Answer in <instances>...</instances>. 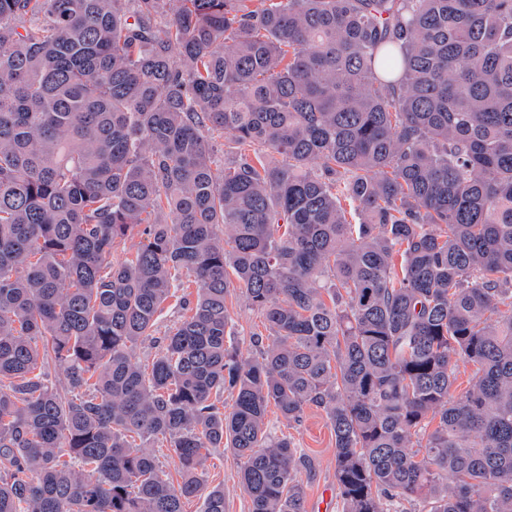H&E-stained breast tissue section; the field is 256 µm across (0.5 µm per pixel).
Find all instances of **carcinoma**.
Masks as SVG:
<instances>
[{
    "label": "carcinoma",
    "mask_w": 512,
    "mask_h": 512,
    "mask_svg": "<svg viewBox=\"0 0 512 512\" xmlns=\"http://www.w3.org/2000/svg\"><path fill=\"white\" fill-rule=\"evenodd\" d=\"M271 404L342 512H512V0H0V512H305ZM228 310L231 317V342L239 347L245 355L255 353V348L251 345L252 335L254 338L263 339L267 336L262 316L252 309L245 299L237 292L228 301ZM268 421L273 435L290 437L311 461L310 466L300 473L306 491V512H314L315 501L326 488L333 492L332 512H342L335 475L334 438L325 411L316 407L308 408L300 423L288 426L280 419L277 409L270 405ZM331 505V492L326 489L318 505V512H328ZM238 472V460L230 449L224 448V453L208 462L205 483L224 488V512H249L250 501L239 484Z\"/></svg>",
    "instance_id": "carcinoma-1"
}]
</instances>
